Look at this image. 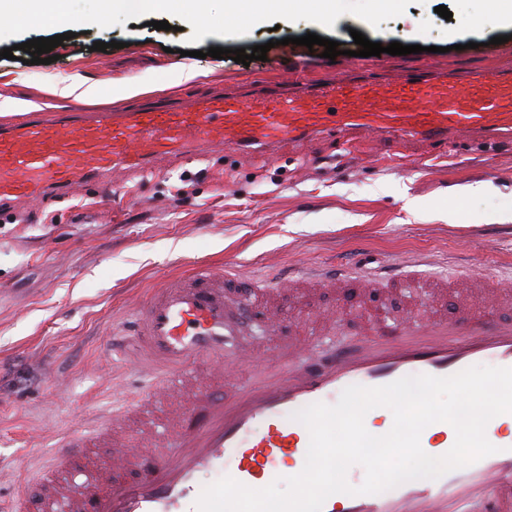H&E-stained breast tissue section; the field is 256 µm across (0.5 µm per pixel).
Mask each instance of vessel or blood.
I'll list each match as a JSON object with an SVG mask.
<instances>
[{
	"label": "vessel or blood",
	"instance_id": "obj_1",
	"mask_svg": "<svg viewBox=\"0 0 512 512\" xmlns=\"http://www.w3.org/2000/svg\"><path fill=\"white\" fill-rule=\"evenodd\" d=\"M347 77L307 78V64L248 97L209 91L196 97L157 99L121 112L83 116L77 109L0 123V214H22L26 202L61 203L88 186L109 184L151 168L165 157L194 151L276 152L283 139L316 138L334 130L402 137L428 145H452L465 135L487 143L512 141V67L488 74L443 75L428 65L394 82L371 77L361 58ZM425 261L410 257L378 270L322 266L279 280V291L300 285L387 288L408 281ZM229 274L199 268L168 279L137 307L130 324L112 326L107 348L135 357L148 373L146 389L131 392L118 412L87 434L58 444L42 469L39 512H196L204 475L221 471L262 488L298 474L309 433L292 413L330 403L351 385L377 387L406 376L447 377L480 360L512 367V323L498 320L490 305L463 320L446 317H378L373 332L323 351L275 347L278 370L248 366L251 347L242 326L255 312V283L228 288ZM245 367L237 397L214 398L224 369ZM190 399H183L185 390ZM177 416L150 429L151 452L125 449L104 468L88 462L91 448L112 441L118 425L171 404ZM498 451L439 479H418L376 495H331L322 512H512V432L489 425ZM453 428L428 425L420 444L430 455L448 452ZM233 465H226V457Z\"/></svg>",
	"mask_w": 512,
	"mask_h": 512
}]
</instances>
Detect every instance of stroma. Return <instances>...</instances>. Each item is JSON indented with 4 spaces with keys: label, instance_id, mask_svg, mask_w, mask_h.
<instances>
[{
    "label": "stroma",
    "instance_id": "obj_1",
    "mask_svg": "<svg viewBox=\"0 0 512 512\" xmlns=\"http://www.w3.org/2000/svg\"><path fill=\"white\" fill-rule=\"evenodd\" d=\"M451 11V19L436 12ZM156 30L143 19L101 28L75 26L56 47L57 61L23 64L0 59V121L22 120L17 101H48L55 83L76 76L94 85L95 108L112 104L114 86L138 81L174 85L180 96L223 80L275 79L301 55L314 54L311 78L341 71L352 31L373 42L421 46L418 54L372 57L375 73L421 65L439 71L488 72L512 66V27L498 26L484 0H416L379 28L351 14L333 28L299 21L255 25L247 35L205 36L189 45L193 28L169 17ZM313 33L340 42L327 59L322 46L296 45ZM106 51L93 50L94 42ZM270 44L266 61L243 65L209 57L227 49ZM199 50L191 57L189 48ZM210 69L208 81L181 83L185 66ZM188 194L174 199L183 178ZM485 190L472 195L471 184ZM26 217L0 223V503L35 492L50 449L68 433L93 426L119 409L145 377L114 362L105 344L112 324L170 276L200 264L231 268L273 287L280 274L310 264L368 268L406 255L433 259L455 276L447 302L404 288L300 289L281 304L285 339L301 346L324 339L343 343L367 332L381 308L397 317L445 315L461 319L479 304L471 289L490 273L512 271V145L465 142L457 152L425 151L411 142L357 140L344 147L324 136L311 144H283L277 155L233 150L163 162L143 174L90 187L61 204L27 203ZM342 319L330 330L319 314Z\"/></svg>",
    "mask_w": 512,
    "mask_h": 512
}]
</instances>
